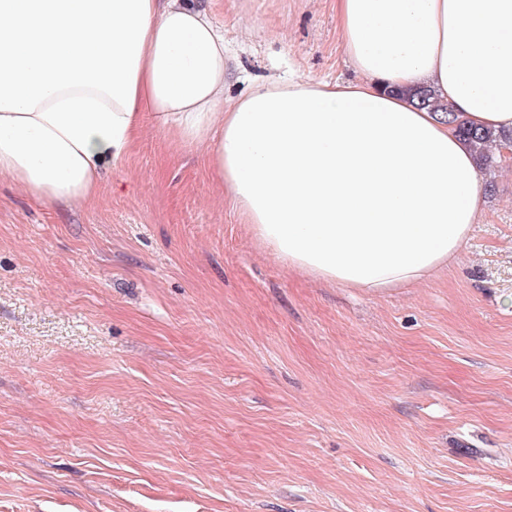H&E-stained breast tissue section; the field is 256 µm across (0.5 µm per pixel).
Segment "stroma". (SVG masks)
<instances>
[{"instance_id":"1","label":"stroma","mask_w":512,"mask_h":512,"mask_svg":"<svg viewBox=\"0 0 512 512\" xmlns=\"http://www.w3.org/2000/svg\"><path fill=\"white\" fill-rule=\"evenodd\" d=\"M225 101L348 82L335 0H191ZM409 288L254 242L205 147L144 117L85 203L0 181V512H512V158Z\"/></svg>"}]
</instances>
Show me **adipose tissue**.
I'll list each match as a JSON object with an SVG mask.
<instances>
[{"label":"adipose tissue","instance_id":"obj_1","mask_svg":"<svg viewBox=\"0 0 512 512\" xmlns=\"http://www.w3.org/2000/svg\"><path fill=\"white\" fill-rule=\"evenodd\" d=\"M353 83L224 100V35L187 0H0V179L87 202L141 113L209 165L293 269L379 291L446 267L481 212L472 153L404 89L512 130V0H336Z\"/></svg>","mask_w":512,"mask_h":512}]
</instances>
